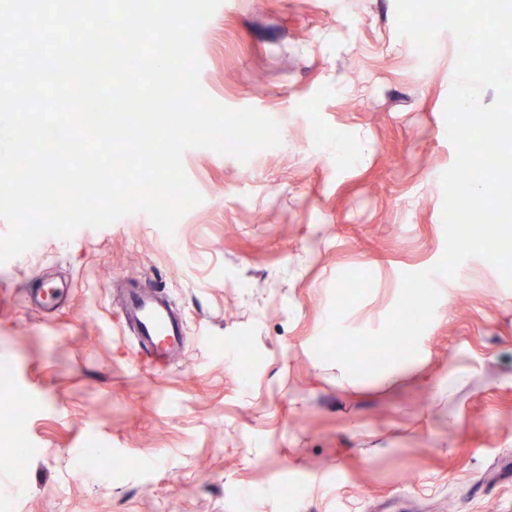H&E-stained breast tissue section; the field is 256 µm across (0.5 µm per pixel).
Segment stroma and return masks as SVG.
I'll return each instance as SVG.
<instances>
[{
    "label": "stroma",
    "instance_id": "obj_1",
    "mask_svg": "<svg viewBox=\"0 0 512 512\" xmlns=\"http://www.w3.org/2000/svg\"><path fill=\"white\" fill-rule=\"evenodd\" d=\"M198 51L206 93L282 143L245 163L187 150L203 200L173 235L135 213L0 263V459L22 461L0 466V512H512V288L493 266L439 278L413 364L387 377L313 351L340 273L372 274L343 324L374 332L403 273L444 252L454 35L425 61L394 0H222ZM60 282V309L26 301ZM125 284L179 309L184 359L141 366ZM92 447L125 467L86 469Z\"/></svg>",
    "mask_w": 512,
    "mask_h": 512
}]
</instances>
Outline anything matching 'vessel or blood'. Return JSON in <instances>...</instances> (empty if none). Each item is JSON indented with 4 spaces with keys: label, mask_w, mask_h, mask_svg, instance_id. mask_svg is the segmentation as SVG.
Masks as SVG:
<instances>
[{
    "label": "vessel or blood",
    "mask_w": 512,
    "mask_h": 512,
    "mask_svg": "<svg viewBox=\"0 0 512 512\" xmlns=\"http://www.w3.org/2000/svg\"><path fill=\"white\" fill-rule=\"evenodd\" d=\"M122 310L123 326L134 335L147 366L185 351L183 319L161 292L151 288L125 289Z\"/></svg>",
    "instance_id": "1"
}]
</instances>
